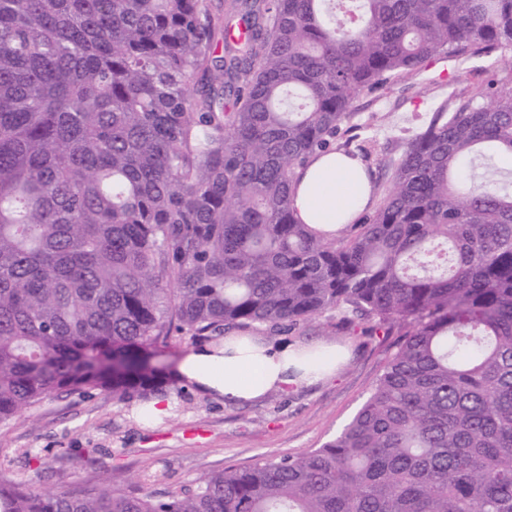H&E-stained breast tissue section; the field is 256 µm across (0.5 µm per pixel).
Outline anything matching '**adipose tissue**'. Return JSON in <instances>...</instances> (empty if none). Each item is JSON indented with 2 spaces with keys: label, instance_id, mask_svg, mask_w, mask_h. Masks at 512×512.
Here are the masks:
<instances>
[{
  "label": "adipose tissue",
  "instance_id": "1",
  "mask_svg": "<svg viewBox=\"0 0 512 512\" xmlns=\"http://www.w3.org/2000/svg\"><path fill=\"white\" fill-rule=\"evenodd\" d=\"M369 198V180L358 162L323 157L305 171L294 206L306 223L339 230L355 219ZM335 356L332 345L274 347L258 336L231 335L222 345H205L185 354L177 367L180 380L229 401L248 402L273 390L284 392L332 375L334 366L314 368L304 356Z\"/></svg>",
  "mask_w": 512,
  "mask_h": 512
}]
</instances>
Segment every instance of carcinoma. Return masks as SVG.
<instances>
[{
    "label": "carcinoma",
    "mask_w": 512,
    "mask_h": 512,
    "mask_svg": "<svg viewBox=\"0 0 512 512\" xmlns=\"http://www.w3.org/2000/svg\"><path fill=\"white\" fill-rule=\"evenodd\" d=\"M0 0V428L52 396L163 391L176 338L326 313L398 335L310 452L158 498L108 473L0 512H512V87L407 138L372 210L321 233L293 200L353 146L355 101L438 56L512 46V0Z\"/></svg>",
    "instance_id": "cac0c4a2"
}]
</instances>
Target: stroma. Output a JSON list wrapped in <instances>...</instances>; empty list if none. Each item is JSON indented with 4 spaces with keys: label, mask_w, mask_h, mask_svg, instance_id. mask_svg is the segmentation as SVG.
Segmentation results:
<instances>
[{
    "label": "stroma",
    "mask_w": 512,
    "mask_h": 512,
    "mask_svg": "<svg viewBox=\"0 0 512 512\" xmlns=\"http://www.w3.org/2000/svg\"><path fill=\"white\" fill-rule=\"evenodd\" d=\"M492 58L441 59L409 79L361 96L356 106L361 138L375 141L382 166L398 160L405 138L423 127L442 104L479 85ZM288 343L347 346L337 374L296 392H272L246 404L170 380L168 415L145 419L142 402L110 394L46 399L19 412L0 429V465L19 472L27 488L76 489L108 470L124 485L164 495L231 466L297 455L320 447L350 421L372 391L390 353L383 338L337 330L328 316L285 335ZM36 449L26 460L23 451Z\"/></svg>",
    "instance_id": "stroma-1"
}]
</instances>
